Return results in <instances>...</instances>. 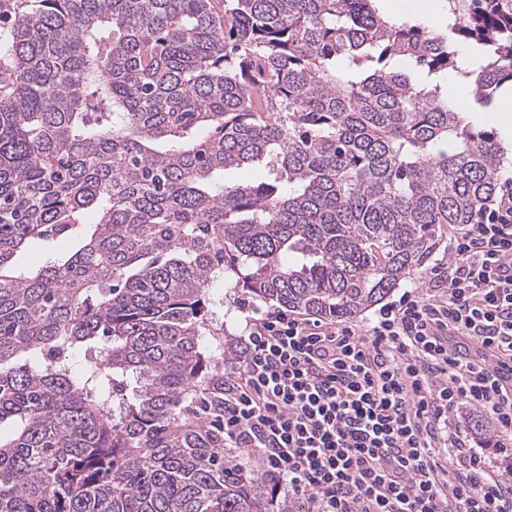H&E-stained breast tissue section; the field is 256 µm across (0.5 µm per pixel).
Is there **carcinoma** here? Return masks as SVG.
<instances>
[{"mask_svg":"<svg viewBox=\"0 0 512 512\" xmlns=\"http://www.w3.org/2000/svg\"><path fill=\"white\" fill-rule=\"evenodd\" d=\"M212 2L25 0L0 45V512H288L224 460L213 285L351 317L497 195L448 74L512 92V0H448L444 34L375 0Z\"/></svg>","mask_w":512,"mask_h":512,"instance_id":"carcinoma-1","label":"carcinoma"}]
</instances>
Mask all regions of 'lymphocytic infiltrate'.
Segmentation results:
<instances>
[{
	"label": "lymphocytic infiltrate",
	"instance_id": "1",
	"mask_svg": "<svg viewBox=\"0 0 512 512\" xmlns=\"http://www.w3.org/2000/svg\"><path fill=\"white\" fill-rule=\"evenodd\" d=\"M447 286L404 293L366 324L249 319L224 400V445L251 449L303 512H512V454L471 449L448 418L467 405L512 434V180L456 228ZM476 340L493 365L451 351Z\"/></svg>",
	"mask_w": 512,
	"mask_h": 512
}]
</instances>
